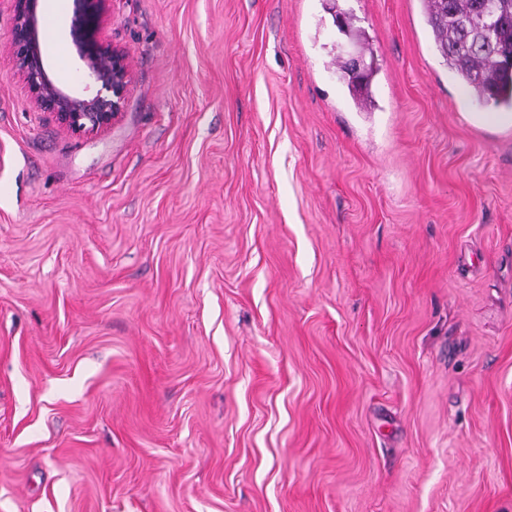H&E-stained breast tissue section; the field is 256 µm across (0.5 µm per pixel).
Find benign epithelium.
Returning a JSON list of instances; mask_svg holds the SVG:
<instances>
[{"label": "benign epithelium", "mask_w": 512, "mask_h": 512, "mask_svg": "<svg viewBox=\"0 0 512 512\" xmlns=\"http://www.w3.org/2000/svg\"><path fill=\"white\" fill-rule=\"evenodd\" d=\"M10 48L16 74L31 102L58 127L90 134L112 126L125 104L131 80L128 53L101 37L110 0H73L68 39L80 62L85 82L81 95L66 91L47 66L41 35L42 0H11Z\"/></svg>", "instance_id": "7a95c632"}]
</instances>
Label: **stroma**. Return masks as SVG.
I'll return each mask as SVG.
<instances>
[{"label": "stroma", "instance_id": "1", "mask_svg": "<svg viewBox=\"0 0 512 512\" xmlns=\"http://www.w3.org/2000/svg\"><path fill=\"white\" fill-rule=\"evenodd\" d=\"M11 18L0 512H512V133L420 0H111L132 80L90 135ZM349 64H350V73H349V68L347 66L346 61H341L339 68L342 73V78L346 79V77H348V88L352 92L353 100L357 103V105L361 106V108H362V107H365L366 103L364 102L363 99L360 98V95H361L360 93L365 88L366 89L368 88L369 83L371 81L372 72L370 74L366 75L364 84L358 85L352 80V78L357 82L362 81L367 72L365 69L366 65H365L364 61L358 57L350 58ZM350 74H351L352 78H351Z\"/></svg>", "mask_w": 512, "mask_h": 512}]
</instances>
